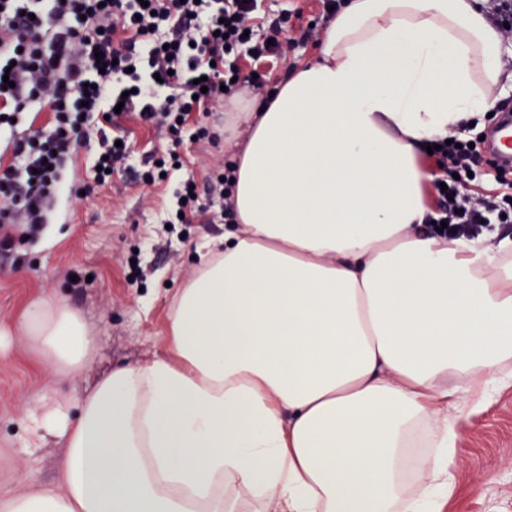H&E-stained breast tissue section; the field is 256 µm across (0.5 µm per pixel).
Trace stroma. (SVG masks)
<instances>
[{"mask_svg":"<svg viewBox=\"0 0 512 512\" xmlns=\"http://www.w3.org/2000/svg\"><path fill=\"white\" fill-rule=\"evenodd\" d=\"M125 127L134 158L175 148L182 168L150 187L136 170L116 174L89 196L60 202L35 238L0 245V470L9 474L0 496L56 481L63 445L35 442V417L49 401L72 402L112 368L162 353L173 295L194 273L199 247L224 235L209 210L189 224L163 221L176 185L190 177L206 188L227 147H176L133 117ZM45 295L67 297L95 328V357L80 382L42 371L16 329L27 304ZM453 468L457 492L445 512H512V387L463 421Z\"/></svg>","mask_w":512,"mask_h":512,"instance_id":"1","label":"stroma"}]
</instances>
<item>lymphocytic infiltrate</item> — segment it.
Listing matches in <instances>:
<instances>
[{"instance_id":"obj_1","label":"lymphocytic infiltrate","mask_w":512,"mask_h":512,"mask_svg":"<svg viewBox=\"0 0 512 512\" xmlns=\"http://www.w3.org/2000/svg\"><path fill=\"white\" fill-rule=\"evenodd\" d=\"M256 11L257 0H0V77L11 81L0 88V118H15L40 101L54 125L49 135L15 140L11 163L0 165V239L35 235L60 198L79 197L104 183L108 172L130 169V147L104 135L97 172L79 183L68 179L89 143L87 115L107 117L115 128L122 115H137L175 145L187 137L215 140L209 126L190 119L242 83L264 86V78L243 73L242 58L281 56L318 32L303 24L300 10L272 18ZM436 143L434 201L425 223H443L442 235L451 241L511 223L512 201L474 190L484 171L499 175L503 165L492 160L480 170L478 148L456 132ZM233 177L225 162L205 193L183 180L168 223H192L203 201L217 199L220 218L234 223Z\"/></svg>"}]
</instances>
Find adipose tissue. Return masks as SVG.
<instances>
[{
    "label": "adipose tissue",
    "mask_w": 512,
    "mask_h": 512,
    "mask_svg": "<svg viewBox=\"0 0 512 512\" xmlns=\"http://www.w3.org/2000/svg\"><path fill=\"white\" fill-rule=\"evenodd\" d=\"M477 0H345L318 57L230 99L237 223L176 293L165 350L46 409L57 484L0 512H443L464 411L512 383V239L425 231L427 142L497 105ZM19 327L75 382L94 331Z\"/></svg>",
    "instance_id": "ef3b65f1"
}]
</instances>
